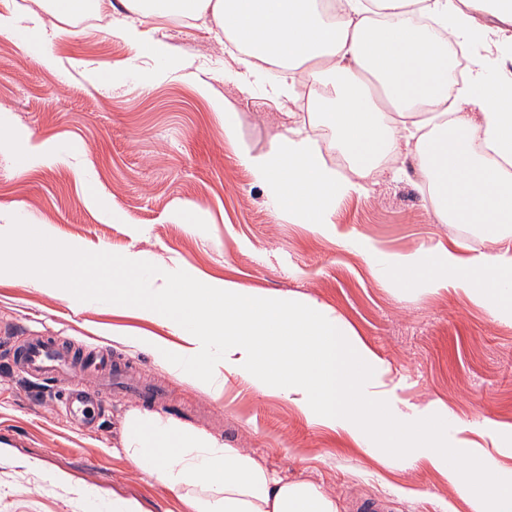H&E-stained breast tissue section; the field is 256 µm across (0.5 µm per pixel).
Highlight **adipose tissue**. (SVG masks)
<instances>
[{"mask_svg":"<svg viewBox=\"0 0 512 512\" xmlns=\"http://www.w3.org/2000/svg\"><path fill=\"white\" fill-rule=\"evenodd\" d=\"M93 0H46L31 15L0 13V33L37 36L39 60L56 65L50 46L65 35L62 20L85 15ZM104 35L138 57L171 68L180 58L154 37L156 23L212 18L226 40L245 48L242 83L261 63L281 66L272 96L290 95L294 78L328 89L310 103L314 130L294 122L268 149L254 151L240 136V116L209 81L198 83L224 120V137L240 163L268 191L277 211L320 237L362 254L381 287L439 293L462 291L498 324L512 325V70L491 47L512 29V0H335L334 15L317 0H122ZM473 66L457 79L452 53ZM348 162L329 164L322 142ZM415 171L426 183L437 223L469 225L486 242L465 254L457 242L382 250L364 234L343 232L333 216L348 196L365 195L384 171ZM54 241L53 252L32 249L31 232ZM15 271L55 291L90 257L47 226L16 224ZM123 265L150 272L156 288L142 289L141 315L158 318L185 345L151 336L132 340L153 348L163 363L212 381L217 370L263 392L288 396L300 412L336 431L370 456L401 468L425 459L447 477L471 512H512V468L499 457L512 443V425L485 418L491 447L469 440L466 424L439 401L400 398L384 379L389 364L361 341L330 305L296 294L199 279L164 264L148 265L137 251ZM121 453L157 478L189 512H337L317 486L288 481L242 449L158 412L129 411Z\"/></svg>","mask_w":512,"mask_h":512,"instance_id":"ef3b65f1","label":"adipose tissue"}]
</instances>
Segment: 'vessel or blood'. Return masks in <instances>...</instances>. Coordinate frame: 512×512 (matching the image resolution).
I'll return each mask as SVG.
<instances>
[{
    "label": "vessel or blood",
    "mask_w": 512,
    "mask_h": 512,
    "mask_svg": "<svg viewBox=\"0 0 512 512\" xmlns=\"http://www.w3.org/2000/svg\"><path fill=\"white\" fill-rule=\"evenodd\" d=\"M5 346L16 368L35 382L48 384L73 372L63 397L67 413L73 416L87 414L90 405L115 391L146 404L162 396L159 386L141 381L137 362L109 349H90L57 336H30L19 344L9 339Z\"/></svg>",
    "instance_id": "obj_1"
}]
</instances>
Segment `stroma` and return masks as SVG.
Wrapping results in <instances>:
<instances>
[{"mask_svg": "<svg viewBox=\"0 0 512 512\" xmlns=\"http://www.w3.org/2000/svg\"><path fill=\"white\" fill-rule=\"evenodd\" d=\"M158 35L187 61L186 70L156 78L157 61L135 56L100 29L73 27L54 41L50 70L27 42L0 35V214L49 224L80 243L90 263L50 295L25 274L0 273V337L46 332L137 359L162 382V413L244 449L268 469L319 485L339 512H469L427 461L387 469L342 436L312 423L280 393H263L231 376L204 384L175 371L155 353L112 338L113 329L146 331L183 344L136 313L147 282L125 269L130 250L163 257L180 270L246 286L308 295L332 306L391 366L398 396L438 399L461 420L512 422V327L489 320L463 293H395L382 288L367 261L276 213L265 189L240 165L224 138V121L195 83L222 73L216 92L232 102L240 135L253 150L269 146L295 99L267 94L266 71L242 92L238 49L201 23L166 22ZM63 144L56 161L20 172L28 143ZM194 202L198 216L182 211ZM345 232L363 233L391 251L448 237L483 248L466 226L436 223L419 175L385 179L370 195L345 198L334 215ZM108 278L128 299L123 310L87 307L82 289ZM136 400L115 395L88 419L66 416L55 392L0 362V512H84L81 495L95 483L101 498H123L133 512H186L165 486L119 455L121 424ZM51 488H44L46 477Z\"/></svg>", "mask_w": 512, "mask_h": 512, "instance_id": "stroma-1", "label": "stroma"}]
</instances>
